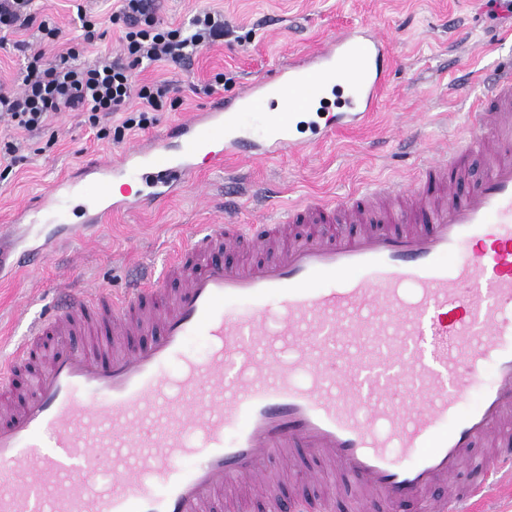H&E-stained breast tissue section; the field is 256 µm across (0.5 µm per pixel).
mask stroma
<instances>
[{
  "label": "stroma",
  "instance_id": "35a3bbf8",
  "mask_svg": "<svg viewBox=\"0 0 512 512\" xmlns=\"http://www.w3.org/2000/svg\"><path fill=\"white\" fill-rule=\"evenodd\" d=\"M119 0H36L38 15L61 31L47 47L37 26L16 33L26 52L0 47V84L20 89L26 53L47 56L81 46L82 61L120 48L121 26L114 17ZM158 17L179 25L198 11L223 14L236 37L203 50L191 63L159 62L136 68L137 80H166L176 93L155 113L148 131L126 132L123 140L98 138L79 115L63 114L41 135L0 122V142L20 147V159L0 176V225L58 182L77 176L90 158L106 159L126 144L186 121L215 96L234 95L246 82L269 75L284 58L313 50L341 30L362 23L382 29L393 53V71L370 121L339 130L314 152L300 151L247 165L248 184L232 216L239 224L261 220L256 193L272 186L276 205L308 195L333 198L395 177H412L414 161L405 138L430 149L448 150L456 135L472 125L483 82L498 63L512 56V0H158ZM84 8L98 20L93 43L83 41L76 16ZM226 73V83L214 77ZM224 210V173L202 169L195 185L148 208L113 215L95 235L65 245L56 259L0 284V358L23 340L32 320L56 305L63 289L86 284L118 293L141 267H160L169 247L185 242L200 225Z\"/></svg>",
  "mask_w": 512,
  "mask_h": 512
}]
</instances>
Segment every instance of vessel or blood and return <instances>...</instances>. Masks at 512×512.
I'll list each match as a JSON object with an SVG mask.
<instances>
[{
	"label": "vessel or blood",
	"instance_id": "b4317fda",
	"mask_svg": "<svg viewBox=\"0 0 512 512\" xmlns=\"http://www.w3.org/2000/svg\"><path fill=\"white\" fill-rule=\"evenodd\" d=\"M391 68L383 33L362 25L89 161L79 223L37 230L35 209L68 204L54 189L0 227V282L114 212L179 195L201 165L364 123ZM480 107L454 153L381 188L414 204L379 227L371 191L312 198L259 224L218 220L122 293L68 290L0 361V512H208L245 481L266 487L262 512H341L314 492L328 477L355 491L353 512H472L512 472L511 59ZM489 143L487 173L460 191ZM342 217L355 231H337ZM292 224L309 230L289 235ZM46 334L50 359L19 382ZM198 335L203 359L187 348Z\"/></svg>",
	"mask_w": 512,
	"mask_h": 512
}]
</instances>
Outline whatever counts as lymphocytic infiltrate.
Here are the masks:
<instances>
[{
    "label": "lymphocytic infiltrate",
    "instance_id": "lymphocytic-infiltrate-1",
    "mask_svg": "<svg viewBox=\"0 0 512 512\" xmlns=\"http://www.w3.org/2000/svg\"><path fill=\"white\" fill-rule=\"evenodd\" d=\"M32 2L0 0V29L34 23L44 42L54 43L60 37L59 29L37 21ZM120 14L124 27L119 51L95 63H80L74 47L50 59L41 51L29 55L21 91L14 94L0 89V119L39 133L54 115L76 112L99 136L122 139L127 130L147 128L151 113L160 111L173 91L166 81L136 84L134 70L146 61L188 62L194 53L224 37L223 18L208 11L182 27L158 22L156 0H122ZM120 112L124 120L113 125L114 114Z\"/></svg>",
    "mask_w": 512,
    "mask_h": 512
}]
</instances>
